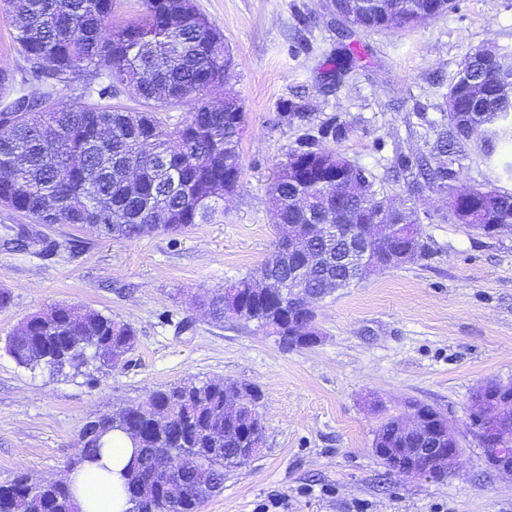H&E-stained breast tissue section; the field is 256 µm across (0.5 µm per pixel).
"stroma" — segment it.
Returning a JSON list of instances; mask_svg holds the SVG:
<instances>
[{
  "mask_svg": "<svg viewBox=\"0 0 512 512\" xmlns=\"http://www.w3.org/2000/svg\"><path fill=\"white\" fill-rule=\"evenodd\" d=\"M194 3L234 60L224 89L246 115L239 182L213 223L132 243L0 207V287L11 294L0 309V483L21 470L64 474L92 417L182 380L232 379L261 390L264 443L200 512H512V478L489 469L468 430L475 387L512 381V233L468 231L449 219L446 196L392 175L398 156L431 151L458 63L490 42L512 49V0H456L417 29L369 33L352 30L330 0ZM290 102L305 105V119L289 116ZM329 123L344 125L341 139L320 137ZM300 148L336 150L377 192L410 197L425 254L319 303L322 342L286 350L255 324L212 321L193 298L275 250L269 188ZM495 156L494 166L461 159L459 184L512 194L500 169L512 145ZM20 233L27 246L13 245ZM58 303L131 324L133 350L78 375L18 365L8 336ZM410 401L447 415L462 439L443 478L389 473L373 453L381 409Z\"/></svg>",
  "mask_w": 512,
  "mask_h": 512,
  "instance_id": "35a3bbf8",
  "label": "stroma"
}]
</instances>
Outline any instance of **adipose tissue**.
Segmentation results:
<instances>
[{"label": "adipose tissue", "mask_w": 512, "mask_h": 512, "mask_svg": "<svg viewBox=\"0 0 512 512\" xmlns=\"http://www.w3.org/2000/svg\"><path fill=\"white\" fill-rule=\"evenodd\" d=\"M136 449L120 431L107 438L101 455L67 476L81 512H130L127 474Z\"/></svg>", "instance_id": "ef3b65f1"}]
</instances>
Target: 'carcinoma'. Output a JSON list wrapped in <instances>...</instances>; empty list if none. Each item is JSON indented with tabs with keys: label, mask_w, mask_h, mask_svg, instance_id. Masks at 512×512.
I'll return each mask as SVG.
<instances>
[{
	"label": "carcinoma",
	"mask_w": 512,
	"mask_h": 512,
	"mask_svg": "<svg viewBox=\"0 0 512 512\" xmlns=\"http://www.w3.org/2000/svg\"><path fill=\"white\" fill-rule=\"evenodd\" d=\"M144 10L117 23L114 0H0L13 26L17 50L30 67L16 76L0 67V205L39 224H71L80 231L134 242L155 232H178L208 224L222 211L224 194L237 185L241 167L244 112H228L237 99L209 98L224 85L232 64L224 36L197 12L192 0H143ZM453 0H363L349 22L368 32L395 26L415 29L446 13ZM86 76L82 96L67 100L58 85ZM136 105L113 104L121 89ZM187 107L188 117L171 128L155 104ZM448 125L436 151L452 163L468 145L492 160L499 143H512V51L487 45L458 64L446 95ZM281 169L270 194L284 224H297L307 250L336 254V234L310 235L313 224H345L360 235L374 216L398 202V223L419 233L411 199L380 197L364 169L341 157L325 165L332 151H297ZM138 162L129 175L127 161ZM404 170H416L430 189L455 192V173L445 163L421 155L401 156ZM464 207L467 227H512V195L472 187ZM400 236L375 245L374 256L390 267ZM301 256L274 254L253 272L205 300L209 317L221 323L229 311L225 296L238 300L235 316L254 323L290 347L288 320L317 313L294 310L280 295L288 272ZM266 276L273 284L257 289ZM346 264L334 260L309 271L304 287L322 297L353 285ZM135 332L124 322L95 311L77 312L58 304L44 319L35 314L9 336L6 350L21 366L52 374L80 371L90 364L113 366L112 348L134 347ZM244 383L185 381L149 394L146 401L96 417L95 434L81 435L80 456L71 466L95 459L103 439L119 430L137 433V453L129 470L132 512H199L224 488L225 472L241 466L237 450L263 437L224 413ZM382 448H416L417 439L384 415L375 431ZM0 512H78L67 484L45 486L25 472L0 484Z\"/></svg>",
	"instance_id": "1"
}]
</instances>
